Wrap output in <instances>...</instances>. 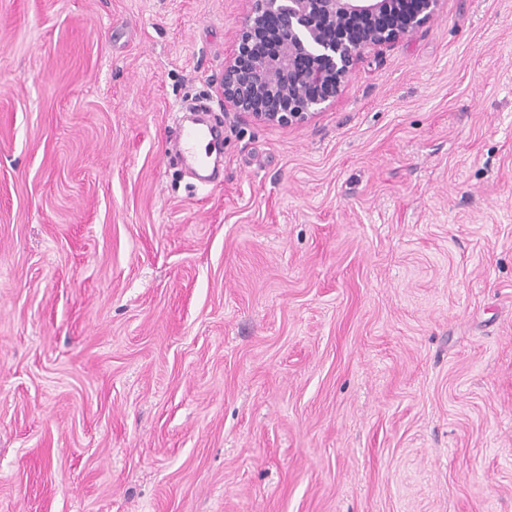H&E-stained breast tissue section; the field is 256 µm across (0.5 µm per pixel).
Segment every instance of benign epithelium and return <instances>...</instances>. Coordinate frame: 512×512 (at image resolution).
<instances>
[{
  "label": "benign epithelium",
  "instance_id": "benign-epithelium-1",
  "mask_svg": "<svg viewBox=\"0 0 512 512\" xmlns=\"http://www.w3.org/2000/svg\"><path fill=\"white\" fill-rule=\"evenodd\" d=\"M441 2L415 0L394 28L381 21L393 0H250L224 63V105L268 125L305 123L336 99L366 50L408 37ZM258 34L270 43L265 54L255 52Z\"/></svg>",
  "mask_w": 512,
  "mask_h": 512
}]
</instances>
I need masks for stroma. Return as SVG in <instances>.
I'll list each match as a JSON object with an SVG mask.
<instances>
[{"mask_svg":"<svg viewBox=\"0 0 512 512\" xmlns=\"http://www.w3.org/2000/svg\"><path fill=\"white\" fill-rule=\"evenodd\" d=\"M247 9L0 0V512H512V0L291 126L218 91ZM218 136V131L212 127H201L196 125H179L176 127V145L183 156L198 160L197 164H206V154L200 157L199 148L206 141H212Z\"/></svg>","mask_w":512,"mask_h":512,"instance_id":"obj_1","label":"stroma"}]
</instances>
